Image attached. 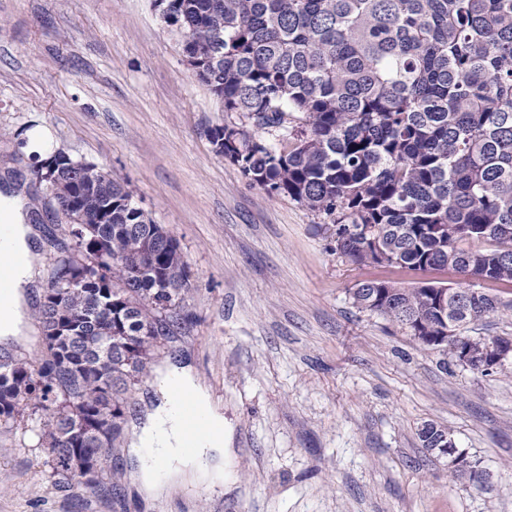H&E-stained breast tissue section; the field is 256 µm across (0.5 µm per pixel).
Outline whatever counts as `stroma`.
Returning <instances> with one entry per match:
<instances>
[{"instance_id": "1", "label": "stroma", "mask_w": 512, "mask_h": 512, "mask_svg": "<svg viewBox=\"0 0 512 512\" xmlns=\"http://www.w3.org/2000/svg\"><path fill=\"white\" fill-rule=\"evenodd\" d=\"M183 40L150 0H0V184L44 195L22 149L40 132L177 240L189 292L156 363L189 369L223 412L225 479L149 499L116 447L110 483L65 488L18 423L0 428V512H512V360L473 372L354 306L361 280L428 276L351 264L327 218L216 154L208 130L239 116L184 65ZM478 288L505 306L471 335H512V284ZM427 423L489 483L451 478Z\"/></svg>"}]
</instances>
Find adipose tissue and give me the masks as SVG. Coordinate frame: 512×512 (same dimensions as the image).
<instances>
[{"label": "adipose tissue", "mask_w": 512, "mask_h": 512, "mask_svg": "<svg viewBox=\"0 0 512 512\" xmlns=\"http://www.w3.org/2000/svg\"><path fill=\"white\" fill-rule=\"evenodd\" d=\"M0 217L5 220L0 226V249L22 258L12 271L9 294L0 298V345L8 348L29 341L28 311L36 294L38 251L21 192L8 191L0 196ZM153 387L160 401L144 421L133 427L128 440V453L140 462L138 481L154 494L162 493L188 472L204 481L223 482V470L208 467L211 458L224 453L223 414L189 371L159 368ZM186 401L207 426L197 436L195 449L190 453L183 449L185 431L180 414Z\"/></svg>", "instance_id": "1"}]
</instances>
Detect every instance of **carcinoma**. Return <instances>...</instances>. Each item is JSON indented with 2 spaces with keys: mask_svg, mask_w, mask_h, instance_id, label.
<instances>
[{
  "mask_svg": "<svg viewBox=\"0 0 512 512\" xmlns=\"http://www.w3.org/2000/svg\"><path fill=\"white\" fill-rule=\"evenodd\" d=\"M196 76L245 123L208 131L216 153L268 196L332 218L357 266L453 269L512 284V0H170ZM233 130H228V127ZM53 189L93 232L66 224L38 311L36 364L0 352V425L52 455L67 487H98L126 395L181 320L178 242L95 163L56 151ZM371 226L381 237L349 230ZM428 282L355 284L353 304L439 336ZM498 312L490 298L467 318Z\"/></svg>",
  "mask_w": 512,
  "mask_h": 512,
  "instance_id": "1",
  "label": "carcinoma"
}]
</instances>
